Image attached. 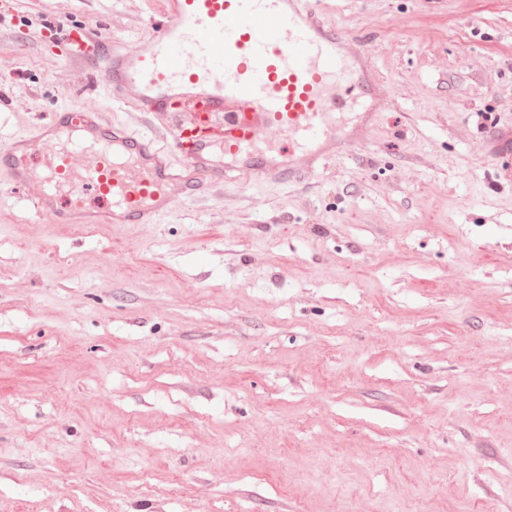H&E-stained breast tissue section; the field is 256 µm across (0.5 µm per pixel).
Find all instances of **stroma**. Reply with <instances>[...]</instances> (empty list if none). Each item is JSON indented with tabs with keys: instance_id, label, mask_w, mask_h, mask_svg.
I'll list each match as a JSON object with an SVG mask.
<instances>
[{
	"instance_id": "obj_1",
	"label": "stroma",
	"mask_w": 512,
	"mask_h": 512,
	"mask_svg": "<svg viewBox=\"0 0 512 512\" xmlns=\"http://www.w3.org/2000/svg\"><path fill=\"white\" fill-rule=\"evenodd\" d=\"M0 0V143L132 109ZM392 101L308 182L54 224L0 179V512H512V0H328ZM510 139L511 152L509 151ZM489 153L497 160L498 177L512 183V126L501 131L489 142Z\"/></svg>"
}]
</instances>
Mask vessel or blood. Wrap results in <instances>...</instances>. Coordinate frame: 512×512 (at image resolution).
<instances>
[{"mask_svg":"<svg viewBox=\"0 0 512 512\" xmlns=\"http://www.w3.org/2000/svg\"><path fill=\"white\" fill-rule=\"evenodd\" d=\"M156 2L148 40L130 53L86 26L51 27L70 62L143 118L134 128L63 109L0 144V174L37 185L27 204L53 223L152 224L180 196L301 183L369 137L387 89L362 40L327 20L324 0ZM346 111L359 122L342 137L334 120ZM47 148V166L32 168ZM489 152L512 183V127Z\"/></svg>","mask_w":512,"mask_h":512,"instance_id":"vessel-or-blood-1","label":"vessel or blood"}]
</instances>
